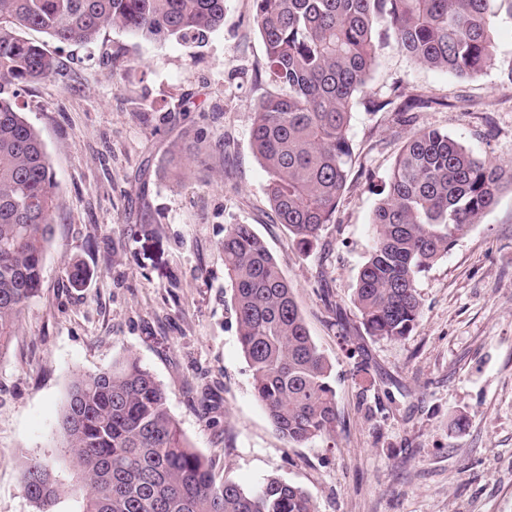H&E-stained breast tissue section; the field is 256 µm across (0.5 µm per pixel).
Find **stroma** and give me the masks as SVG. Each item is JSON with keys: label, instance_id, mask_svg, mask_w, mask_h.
Returning <instances> with one entry per match:
<instances>
[{"label": "stroma", "instance_id": "obj_1", "mask_svg": "<svg viewBox=\"0 0 512 512\" xmlns=\"http://www.w3.org/2000/svg\"><path fill=\"white\" fill-rule=\"evenodd\" d=\"M253 14V0H226L199 45L118 28L92 44L26 31L60 65L16 97L59 207L41 292L0 357V512H36L20 484L34 455L66 485L49 512H81L86 490L60 446L67 392L76 374L127 355L166 389L217 481L276 475L317 512H512V186L421 274L408 336L368 335L352 302L379 191L413 131L431 126L512 163V17L497 19L496 63L475 80L417 64L377 34L367 92L385 107H354L346 191L304 251L277 222L251 148L260 101L280 90ZM398 94L432 105L403 117ZM231 224L252 225L276 257L333 366L334 442L290 445L253 393L217 248ZM76 260L79 288L66 275Z\"/></svg>", "mask_w": 512, "mask_h": 512}]
</instances>
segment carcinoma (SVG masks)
I'll return each instance as SVG.
<instances>
[{
	"label": "carcinoma",
	"instance_id": "cac0c4a2",
	"mask_svg": "<svg viewBox=\"0 0 512 512\" xmlns=\"http://www.w3.org/2000/svg\"><path fill=\"white\" fill-rule=\"evenodd\" d=\"M224 2L0 0V356L39 296L58 209L40 132L4 95L7 86L46 80L57 70L56 58L22 32L90 44L119 27L145 40L201 43L223 24ZM254 6L269 71L288 93L260 103L251 144L269 175L277 221L302 250L331 223L345 190L355 100L369 112L386 107L366 95L375 32H391L419 64L474 79L495 61V8L512 14V0H254ZM505 175L503 164L476 157L444 132L412 134L380 189L375 245L352 294L369 335L397 339L416 327L420 274L479 223ZM219 249L255 397L289 443L333 440L332 365L310 335L293 287L251 225L225 227ZM167 400L132 355L74 378L60 427L86 488L82 512H316L305 489L278 476L251 489L216 484ZM20 482L38 512L65 492L38 457L25 463Z\"/></svg>",
	"mask_w": 512,
	"mask_h": 512
}]
</instances>
